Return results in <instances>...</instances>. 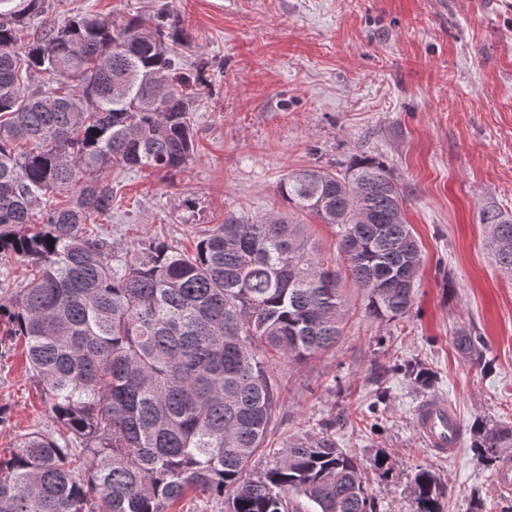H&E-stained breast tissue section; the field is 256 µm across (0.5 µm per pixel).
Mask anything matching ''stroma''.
<instances>
[{
	"label": "stroma",
	"instance_id": "obj_1",
	"mask_svg": "<svg viewBox=\"0 0 512 512\" xmlns=\"http://www.w3.org/2000/svg\"><path fill=\"white\" fill-rule=\"evenodd\" d=\"M116 23L153 24L168 12L189 34L185 73L204 72L192 105L187 167L102 171L120 201L96 223L116 258L155 240L194 250L230 213L284 211L281 176L341 170L383 158L404 191V214L425 260L413 306L386 322L343 281L344 327L335 347L275 361L274 443L332 435L364 467L377 512H415L413 476L432 470L442 512L512 505L470 446L430 451L414 427L417 404L443 394L463 426L512 424V274L495 263L486 218L512 217V0H53L65 21L86 8ZM486 341L484 364L460 355L457 332ZM412 361L425 389L396 372ZM0 457L25 434L55 425L23 338L0 322ZM387 459L375 468V457Z\"/></svg>",
	"mask_w": 512,
	"mask_h": 512
}]
</instances>
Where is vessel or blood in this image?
<instances>
[{"label": "vessel or blood", "mask_w": 512, "mask_h": 512, "mask_svg": "<svg viewBox=\"0 0 512 512\" xmlns=\"http://www.w3.org/2000/svg\"><path fill=\"white\" fill-rule=\"evenodd\" d=\"M415 428L425 446L441 457L458 453L463 427L457 408L444 396L422 400L415 410Z\"/></svg>", "instance_id": "vessel-or-blood-1"}]
</instances>
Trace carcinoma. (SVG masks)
Instances as JSON below:
<instances>
[{
  "instance_id": "1",
  "label": "carcinoma",
  "mask_w": 512,
  "mask_h": 512,
  "mask_svg": "<svg viewBox=\"0 0 512 512\" xmlns=\"http://www.w3.org/2000/svg\"><path fill=\"white\" fill-rule=\"evenodd\" d=\"M49 8L0 0V253L38 267L0 317L24 339L57 424L0 459V512H169L199 495L225 512H290L295 497L315 512H375L362 462L329 435L290 438L269 468L253 476L249 467L268 450L273 358L336 346L342 281L366 292L375 320L412 308L423 249L390 167L361 156L343 171L301 168L278 182L288 207L338 228L341 267L282 213L231 214L192 254L148 241L114 266L112 242L87 232L116 200L96 173L185 167L205 76L181 71L184 34L161 20L116 24L88 10L18 47L29 17ZM32 73L78 83L32 89ZM489 228L496 263L512 272V220ZM484 346L466 331L455 337L478 363ZM399 370L433 383L412 362ZM471 430L485 466L512 447L511 426ZM413 483L416 512H440L435 474L421 468Z\"/></svg>"
}]
</instances>
